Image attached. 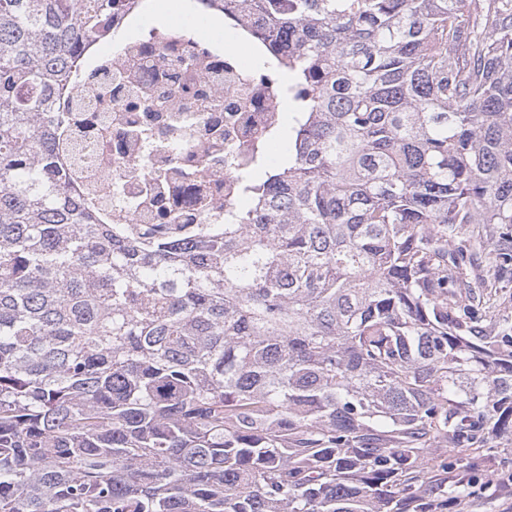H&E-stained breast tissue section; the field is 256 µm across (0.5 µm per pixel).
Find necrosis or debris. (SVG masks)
I'll use <instances>...</instances> for the list:
<instances>
[{
    "instance_id": "necrosis-or-debris-1",
    "label": "necrosis or debris",
    "mask_w": 512,
    "mask_h": 512,
    "mask_svg": "<svg viewBox=\"0 0 512 512\" xmlns=\"http://www.w3.org/2000/svg\"><path fill=\"white\" fill-rule=\"evenodd\" d=\"M143 11L117 23L121 44L96 42L56 101L68 113L58 160L79 196H94L107 224H220L241 192L234 171L250 166L270 133L286 122L287 98L254 69L210 42L184 67L197 35L180 29L163 47L146 32ZM112 89V107L97 97Z\"/></svg>"
}]
</instances>
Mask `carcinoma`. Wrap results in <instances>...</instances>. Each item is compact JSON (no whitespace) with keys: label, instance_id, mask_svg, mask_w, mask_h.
Here are the masks:
<instances>
[{"label":"carcinoma","instance_id":"carcinoma-1","mask_svg":"<svg viewBox=\"0 0 512 512\" xmlns=\"http://www.w3.org/2000/svg\"><path fill=\"white\" fill-rule=\"evenodd\" d=\"M135 2L0 0V512H447L512 440V0H209L287 152L100 224L54 102ZM232 28L235 35L240 40L248 42L257 54L262 57L267 54L272 42L270 33L262 32L257 26L242 21L234 23Z\"/></svg>","mask_w":512,"mask_h":512}]
</instances>
